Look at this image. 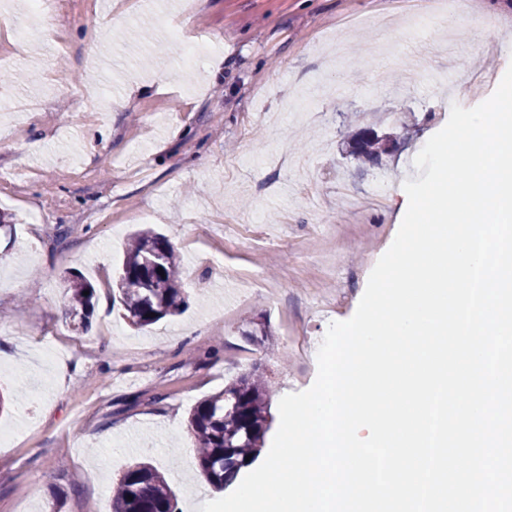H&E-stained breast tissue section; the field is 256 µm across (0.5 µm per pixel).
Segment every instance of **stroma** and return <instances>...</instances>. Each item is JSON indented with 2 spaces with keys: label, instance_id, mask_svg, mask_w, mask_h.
I'll return each mask as SVG.
<instances>
[{
  "label": "stroma",
  "instance_id": "35a3bbf8",
  "mask_svg": "<svg viewBox=\"0 0 512 512\" xmlns=\"http://www.w3.org/2000/svg\"><path fill=\"white\" fill-rule=\"evenodd\" d=\"M59 0L48 18L9 0L14 62L0 97V512H111L112 480L148 459L179 512L217 494L199 475L187 421L201 399L256 368L272 403L308 389L330 323L351 318L400 222L392 205L452 104L485 101L512 65V0H196L188 41L224 70L187 69L182 0ZM451 15L432 34L430 14ZM482 72L480 93L462 84ZM139 78L163 90L128 94ZM97 92L96 111L70 101ZM396 135L379 166L345 136ZM151 225L181 257L186 304L140 332L112 303L128 234ZM96 288L75 330L63 279ZM255 318L269 342L242 331ZM191 336H183L185 328ZM78 364L56 389L57 363Z\"/></svg>",
  "mask_w": 512,
  "mask_h": 512
}]
</instances>
